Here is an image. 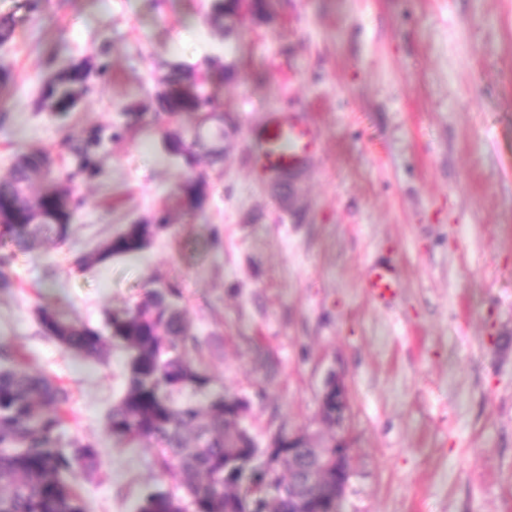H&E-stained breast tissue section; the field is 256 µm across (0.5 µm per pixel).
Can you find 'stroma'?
Here are the masks:
<instances>
[{
    "label": "stroma",
    "instance_id": "stroma-1",
    "mask_svg": "<svg viewBox=\"0 0 512 512\" xmlns=\"http://www.w3.org/2000/svg\"><path fill=\"white\" fill-rule=\"evenodd\" d=\"M0 0L14 25L0 45V179L16 154L43 150L83 201L65 243L37 240L0 291V346L71 391L64 440H91L100 471L77 487L87 512H132L143 488L176 483L154 443L113 442L106 414L126 355L107 362L38 333L37 310L102 326L153 281L174 283L214 391L249 399L259 442L329 428L318 415L329 375L349 392L351 478L341 512H512V0H270L267 17L224 50L210 0ZM86 63L91 91L50 111L55 74ZM172 63L193 66L222 120L159 126L150 105ZM231 66L233 81L219 75ZM301 112L320 149L292 177L262 175L257 133ZM200 129L195 166L166 133ZM99 133V171L73 144ZM220 143L223 163L205 147ZM203 174L188 209L179 186ZM167 213L134 257L80 267L123 225ZM399 274L373 300L365 272Z\"/></svg>",
    "mask_w": 512,
    "mask_h": 512
}]
</instances>
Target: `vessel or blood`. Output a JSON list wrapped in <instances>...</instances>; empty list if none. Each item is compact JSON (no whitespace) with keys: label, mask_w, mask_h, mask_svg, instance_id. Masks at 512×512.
Returning <instances> with one entry per match:
<instances>
[{"label":"vessel or blood","mask_w":512,"mask_h":512,"mask_svg":"<svg viewBox=\"0 0 512 512\" xmlns=\"http://www.w3.org/2000/svg\"><path fill=\"white\" fill-rule=\"evenodd\" d=\"M259 157L264 172L291 173L305 166L319 149L311 123L301 117L274 119L266 123ZM398 285L394 268L378 265L367 273V286L378 297L392 294Z\"/></svg>","instance_id":"vessel-or-blood-1"}]
</instances>
